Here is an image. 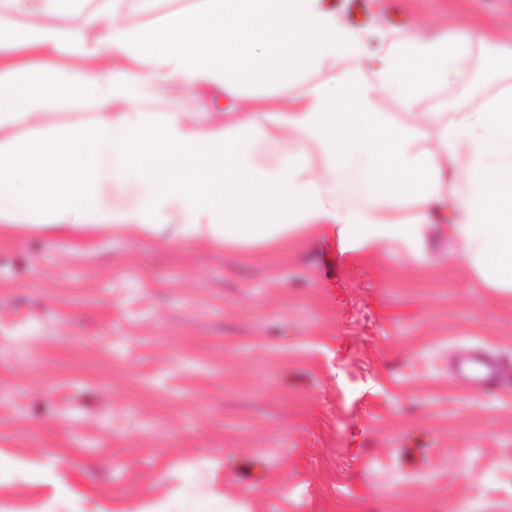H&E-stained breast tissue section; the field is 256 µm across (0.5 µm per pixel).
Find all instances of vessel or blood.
I'll return each mask as SVG.
<instances>
[{"label": "vessel or blood", "mask_w": 512, "mask_h": 512, "mask_svg": "<svg viewBox=\"0 0 512 512\" xmlns=\"http://www.w3.org/2000/svg\"><path fill=\"white\" fill-rule=\"evenodd\" d=\"M450 373L478 396L492 397L512 387V363L479 348L458 350Z\"/></svg>", "instance_id": "vessel-or-blood-1"}]
</instances>
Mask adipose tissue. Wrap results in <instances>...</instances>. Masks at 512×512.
<instances>
[{"mask_svg": "<svg viewBox=\"0 0 512 512\" xmlns=\"http://www.w3.org/2000/svg\"><path fill=\"white\" fill-rule=\"evenodd\" d=\"M84 2L0 0V13L36 16L0 28V227L80 224L252 249L326 233L418 259L440 231L485 284L512 289V92L481 112L417 109L447 87L449 68L467 66L471 37L415 30L367 71L364 31L324 0H197L150 27L121 21L126 0H97L91 37L77 39L67 25ZM106 53L117 62L99 66ZM325 66L336 88L289 99L295 79ZM256 79L277 99L220 124L139 107L174 87L235 97ZM382 93L411 110L410 123L378 112ZM61 109L96 117L47 122ZM311 143L317 167L305 157ZM460 155L461 176L448 166ZM410 203L413 220L400 222Z\"/></svg>", "mask_w": 512, "mask_h": 512, "instance_id": "obj_1", "label": "adipose tissue"}]
</instances>
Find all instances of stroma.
I'll return each instance as SVG.
<instances>
[{"mask_svg": "<svg viewBox=\"0 0 512 512\" xmlns=\"http://www.w3.org/2000/svg\"><path fill=\"white\" fill-rule=\"evenodd\" d=\"M325 2L396 40L473 35L474 85L512 91V0ZM275 97L142 107L220 123ZM447 250L1 229L0 512H512V388L448 374L460 347L512 356V292Z\"/></svg>", "mask_w": 512, "mask_h": 512, "instance_id": "obj_1", "label": "stroma"}]
</instances>
